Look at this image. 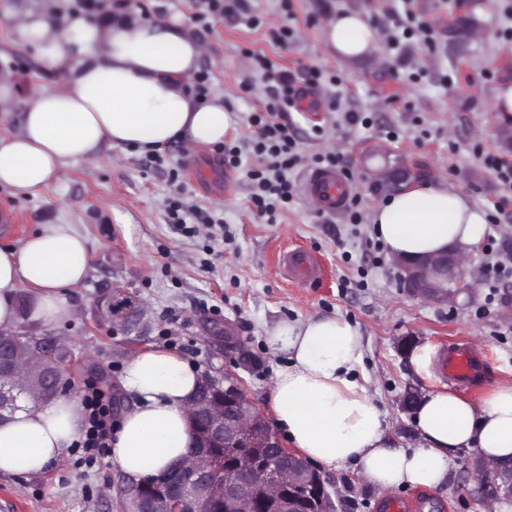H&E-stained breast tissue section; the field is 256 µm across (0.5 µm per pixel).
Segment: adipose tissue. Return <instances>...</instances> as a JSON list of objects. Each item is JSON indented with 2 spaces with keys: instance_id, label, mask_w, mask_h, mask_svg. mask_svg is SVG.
I'll use <instances>...</instances> for the list:
<instances>
[{
  "instance_id": "ef3b65f1",
  "label": "adipose tissue",
  "mask_w": 512,
  "mask_h": 512,
  "mask_svg": "<svg viewBox=\"0 0 512 512\" xmlns=\"http://www.w3.org/2000/svg\"><path fill=\"white\" fill-rule=\"evenodd\" d=\"M14 27L46 64L65 72L61 84L27 102L20 133L0 136V186L15 195H37L71 163L94 160L105 147L144 153L174 142L218 145L239 125L223 95L193 92L203 47L180 20H148L132 8L93 17L47 9L21 14ZM324 34L350 61L376 41L368 16L356 10L330 16ZM371 223L390 257L417 260L470 252L486 233L487 216L444 183L424 182L389 193ZM91 261L88 239L65 224L0 249V329L24 317L69 319L67 290L84 280ZM265 344L283 358L271 391L276 426L307 460L355 466L366 484L388 491L448 484L462 449L482 460L512 459V383L495 385L477 405L451 393L424 395L413 408L416 445L394 448L386 414L359 373L357 326L311 315L279 323ZM120 383L133 404L115 427L113 464L136 477L171 470L191 443L187 408L198 369L174 352L149 350L130 358ZM83 425L75 398L22 406L0 420V473L30 477L63 462Z\"/></svg>"
}]
</instances>
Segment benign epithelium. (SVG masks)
Instances as JSON below:
<instances>
[{
    "instance_id": "1",
    "label": "benign epithelium",
    "mask_w": 512,
    "mask_h": 512,
    "mask_svg": "<svg viewBox=\"0 0 512 512\" xmlns=\"http://www.w3.org/2000/svg\"><path fill=\"white\" fill-rule=\"evenodd\" d=\"M412 176L399 164L381 171L378 182L399 189ZM396 266L406 294L439 303L473 288L479 272L453 250ZM63 355L73 366L72 354L45 337L0 330V416L22 394L44 404L74 392L61 369ZM189 424L192 446L182 463L153 478L126 477L116 487L123 512H257L260 506L266 512H336L321 471L283 445L232 371L222 381L204 375L190 402ZM215 448L224 450L222 476L213 464ZM250 448L266 452L257 459ZM468 475L485 512H492L496 498H512V467L477 463Z\"/></svg>"
}]
</instances>
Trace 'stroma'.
I'll return each mask as SVG.
<instances>
[{
	"label": "stroma",
	"mask_w": 512,
	"mask_h": 512,
	"mask_svg": "<svg viewBox=\"0 0 512 512\" xmlns=\"http://www.w3.org/2000/svg\"><path fill=\"white\" fill-rule=\"evenodd\" d=\"M243 4L261 19L260 27L224 21L195 33L204 49L199 68L209 72L212 93L223 94L239 114L229 141L244 147L255 138L250 117L267 100L253 54L264 53L296 74L315 66L335 75L336 84L318 92L316 111L287 112L281 120L301 157L294 180L302 181L314 155L338 153L358 198L360 223H351L345 212L317 213L300 194L274 222L260 218L250 173L265 163L251 153L231 168L220 145L176 142L156 155L108 148L96 160L68 166L37 196L18 198L0 187V214L21 218L17 225L0 221V248L20 247L52 224L72 225L93 248L86 278L69 290L70 319L26 328L80 356L73 371L78 387L92 381L118 385L133 351L161 347L185 355L199 372H235L268 411L282 359L266 347L267 330L312 313L337 314L362 334L363 369L387 413L391 440L398 447L414 445L412 412L401 407V395L448 389L434 364L414 362L416 351L433 356L460 337L484 350L489 367L480 393L470 398L474 404L496 384L512 382V278L492 288L480 283L448 306L406 295L372 231L371 211L384 193L370 174L402 158L416 178L444 182L495 216L478 246L483 265L497 251L512 250V202L495 211L494 202L507 191L483 164L488 153L512 160V144L501 139L493 110L497 86L512 82V40L501 34L512 25V0H413L432 36L408 39L397 56L389 35L404 15L401 0ZM40 7L41 0H0V73L10 72L16 99L11 112L0 113L1 137L20 131L23 104L33 92L62 79L34 47L19 42L13 28L19 14ZM342 9L361 11L375 25V46L363 60L338 59L322 38L326 20ZM462 18L480 30L494 28L495 38L453 47L448 27ZM284 25L293 38L281 50L269 32ZM480 71L489 79L476 80ZM350 112L367 117L368 125L349 124ZM316 125L322 136L313 134ZM176 200L196 209L197 220L172 223ZM294 246L319 258V283L292 285L283 277L277 254ZM472 462L459 452L448 486L436 490L381 492L364 484L352 466L327 467L323 474L336 493L337 512H380V504L394 497L418 498L419 512H481L467 480ZM123 478L111 459L90 467L72 448L64 463L39 475L0 474V512H120L116 487Z\"/></svg>",
	"instance_id": "35a3bbf8"
}]
</instances>
